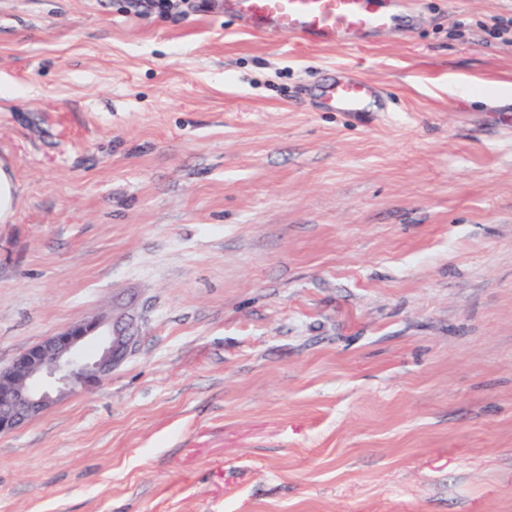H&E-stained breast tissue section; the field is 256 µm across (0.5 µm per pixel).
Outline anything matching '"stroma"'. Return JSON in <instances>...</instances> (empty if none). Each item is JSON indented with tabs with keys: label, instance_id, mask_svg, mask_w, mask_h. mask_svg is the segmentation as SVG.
<instances>
[{
	"label": "stroma",
	"instance_id": "1",
	"mask_svg": "<svg viewBox=\"0 0 512 512\" xmlns=\"http://www.w3.org/2000/svg\"><path fill=\"white\" fill-rule=\"evenodd\" d=\"M311 46L208 0H0V368L135 351L0 436V512H512V0ZM346 68L384 112H328ZM133 317L85 316L0 369V435L14 432L64 396L99 388L137 343ZM95 344L89 354L87 347Z\"/></svg>",
	"mask_w": 512,
	"mask_h": 512
}]
</instances>
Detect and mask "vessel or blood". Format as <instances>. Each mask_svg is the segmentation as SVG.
<instances>
[{
    "instance_id": "vessel-or-blood-1",
    "label": "vessel or blood",
    "mask_w": 512,
    "mask_h": 512,
    "mask_svg": "<svg viewBox=\"0 0 512 512\" xmlns=\"http://www.w3.org/2000/svg\"><path fill=\"white\" fill-rule=\"evenodd\" d=\"M402 0H215L216 12L241 20L254 33L293 35L317 44L356 43L401 28ZM375 84L337 75L320 89L333 112L369 111Z\"/></svg>"
}]
</instances>
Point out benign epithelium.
Instances as JSON below:
<instances>
[{
	"label": "benign epithelium",
	"instance_id": "1",
	"mask_svg": "<svg viewBox=\"0 0 512 512\" xmlns=\"http://www.w3.org/2000/svg\"><path fill=\"white\" fill-rule=\"evenodd\" d=\"M130 316H85L0 369V435L11 433L61 398L99 388L137 343Z\"/></svg>",
	"mask_w": 512,
	"mask_h": 512
}]
</instances>
